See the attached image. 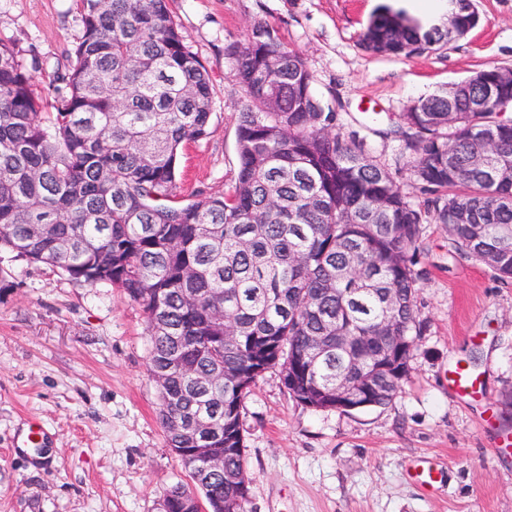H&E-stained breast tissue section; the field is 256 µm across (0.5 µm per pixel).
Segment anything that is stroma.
Wrapping results in <instances>:
<instances>
[{"mask_svg":"<svg viewBox=\"0 0 512 512\" xmlns=\"http://www.w3.org/2000/svg\"><path fill=\"white\" fill-rule=\"evenodd\" d=\"M393 2L169 0L214 86L209 133L179 157L181 199L223 193L237 175L246 98L224 48L256 21L303 55L316 96L391 167L401 143L387 131L412 100L512 69V0H471L478 26L442 52H365L362 32ZM81 31L77 0H0V39L20 50L44 96ZM422 247L425 331L391 403L306 408L274 372L246 399L247 512H512V283L449 254L441 225H426ZM0 266V512H160L167 488L189 477L159 424L144 312L117 288L80 287L7 255ZM458 361L480 375L483 397L449 388ZM33 420L47 431L42 446L15 447ZM422 467L440 473L434 487L416 477Z\"/></svg>","mask_w":512,"mask_h":512,"instance_id":"stroma-1","label":"stroma"}]
</instances>
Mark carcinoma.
<instances>
[{"mask_svg":"<svg viewBox=\"0 0 512 512\" xmlns=\"http://www.w3.org/2000/svg\"><path fill=\"white\" fill-rule=\"evenodd\" d=\"M82 35L53 102L13 45L0 41V253L78 286L108 284L147 318V371L168 448L198 447L206 422L224 470L197 486L206 503L246 512L244 401L276 370L298 404L334 410L347 373L358 403L389 404L409 374L426 224L501 281H512V82H458L420 97L392 130L423 200L405 192L336 106L319 100L302 54L253 24L225 52L246 105L239 168L219 195L178 197L177 161L208 135L209 74L168 0H79ZM471 22L466 7L428 30L380 7L361 46L412 56L438 51ZM358 336L365 364L336 352ZM327 340L320 354L312 338ZM224 379L215 382V372ZM372 378L373 385L364 379ZM171 486L162 512H192Z\"/></svg>","mask_w":512,"mask_h":512,"instance_id":"1","label":"carcinoma"}]
</instances>
